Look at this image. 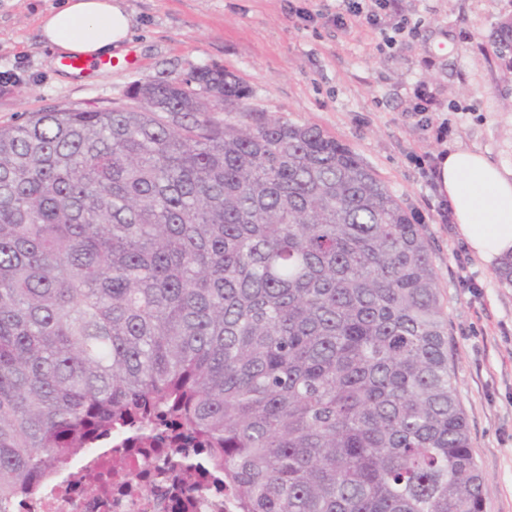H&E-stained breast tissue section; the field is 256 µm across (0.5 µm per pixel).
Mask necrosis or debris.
<instances>
[{
  "mask_svg": "<svg viewBox=\"0 0 512 512\" xmlns=\"http://www.w3.org/2000/svg\"><path fill=\"white\" fill-rule=\"evenodd\" d=\"M170 435L139 448L125 433L98 441L73 458L38 492L20 497L15 512H235L224 473L207 469L201 485L171 470Z\"/></svg>",
  "mask_w": 512,
  "mask_h": 512,
  "instance_id": "4bbe7bcc",
  "label": "necrosis or debris"
}]
</instances>
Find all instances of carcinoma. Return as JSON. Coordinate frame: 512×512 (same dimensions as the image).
I'll use <instances>...</instances> for the list:
<instances>
[{"label": "carcinoma", "instance_id": "carcinoma-1", "mask_svg": "<svg viewBox=\"0 0 512 512\" xmlns=\"http://www.w3.org/2000/svg\"><path fill=\"white\" fill-rule=\"evenodd\" d=\"M250 95L213 64L0 126V504L165 409L239 512H483L422 226Z\"/></svg>", "mask_w": 512, "mask_h": 512}]
</instances>
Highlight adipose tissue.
I'll return each mask as SVG.
<instances>
[{"mask_svg": "<svg viewBox=\"0 0 512 512\" xmlns=\"http://www.w3.org/2000/svg\"><path fill=\"white\" fill-rule=\"evenodd\" d=\"M132 27L124 0H66L39 24L43 41L57 52L89 59L123 56ZM435 177L471 255L484 263L511 255L512 172L459 149L440 156Z\"/></svg>", "mask_w": 512, "mask_h": 512, "instance_id": "1", "label": "adipose tissue"}]
</instances>
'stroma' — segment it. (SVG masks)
<instances>
[{"instance_id":"1","label":"stroma","mask_w":512,"mask_h":512,"mask_svg":"<svg viewBox=\"0 0 512 512\" xmlns=\"http://www.w3.org/2000/svg\"><path fill=\"white\" fill-rule=\"evenodd\" d=\"M60 4L0 0V77L13 80L0 93V125L62 105L109 108L134 82L217 64L250 87V108L345 144L423 227L448 358L488 480L484 512H512V286L472 258L456 225L438 223L429 171L457 148L512 171V65L493 47L512 0H401L415 30L392 48L379 29L336 26L335 0H322L312 22L296 14L307 0H126L134 26L125 62L83 77L67 74L41 40L40 15ZM421 83L441 101L429 128L412 110Z\"/></svg>"}]
</instances>
